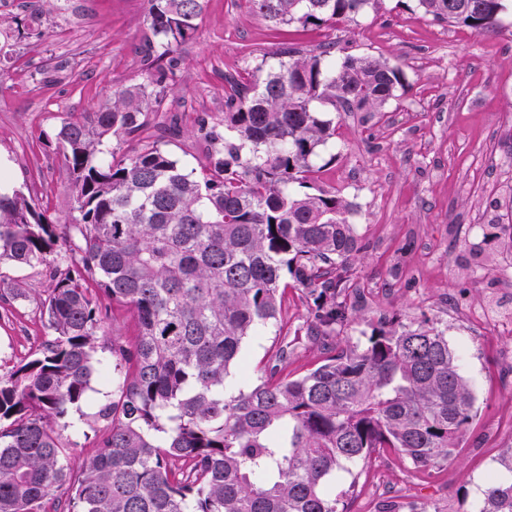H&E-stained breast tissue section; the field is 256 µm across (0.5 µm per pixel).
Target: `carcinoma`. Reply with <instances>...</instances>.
<instances>
[{
	"label": "carcinoma",
	"instance_id": "1",
	"mask_svg": "<svg viewBox=\"0 0 512 512\" xmlns=\"http://www.w3.org/2000/svg\"><path fill=\"white\" fill-rule=\"evenodd\" d=\"M149 66L168 70L117 89L112 106L62 120L55 139L79 217L52 223L19 190L0 191V263L41 267L46 330L0 376V512H337L336 475L390 449L429 470L472 420L460 355L434 328L379 324L363 346L338 349L298 377L274 365L248 389L244 346L282 330L288 288L309 305L311 336L353 317L348 261L361 245L345 198L314 188L320 146L336 138L325 112H382L403 85L382 58L281 48L224 100V129L205 128L211 163L185 171L157 143L121 145L158 110L174 47L208 0H144ZM374 0H247L278 27L350 21ZM433 19L497 32L509 0H417ZM114 142L109 148L107 144ZM485 237L512 257V224ZM136 325L110 338L109 309ZM116 365V396L91 416L95 452L74 455L55 423L89 402ZM456 512H512V460ZM78 477H73V472ZM66 485L69 498L53 497Z\"/></svg>",
	"mask_w": 512,
	"mask_h": 512
}]
</instances>
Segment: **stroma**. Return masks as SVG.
Segmentation results:
<instances>
[{"mask_svg":"<svg viewBox=\"0 0 512 512\" xmlns=\"http://www.w3.org/2000/svg\"><path fill=\"white\" fill-rule=\"evenodd\" d=\"M81 24H70L58 0L34 9L29 0L0 9V186L19 189L58 225L77 215L70 172L54 132L62 118H80L111 104L114 90L147 80L142 50L151 41L144 0H69ZM335 43L337 56L373 55L400 64L404 85L381 117L337 112L336 140L315 160L316 188L354 206L351 221L362 250L351 261L361 291L355 318L335 345L293 341L285 372L314 368L363 331L399 317L441 331L462 354L474 388V420L455 453L435 470L417 472L380 452L338 473L348 512H448L475 501L486 476L512 456V267L484 236L499 211L486 184L512 187V17L479 35L461 24L424 16L415 0H376L345 26L292 25L271 30L246 0H209L195 31L175 48L166 109L127 149L159 141L185 168L209 164L200 121L219 125L230 79L252 59L288 45L305 54ZM441 171V180L428 170ZM24 284L31 297L0 302V374L29 356L45 334L38 295L41 269L0 265V289ZM487 307L489 322L458 317ZM111 379L93 382L91 401L71 412L60 433L77 456L93 455L87 416L110 400Z\"/></svg>","mask_w":512,"mask_h":512,"instance_id":"obj_1","label":"stroma"}]
</instances>
